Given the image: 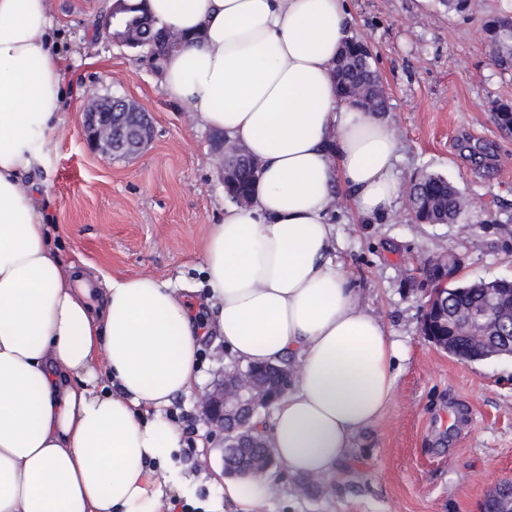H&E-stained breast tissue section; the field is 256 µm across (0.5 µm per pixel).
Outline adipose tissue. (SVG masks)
Segmentation results:
<instances>
[{
    "label": "adipose tissue",
    "instance_id": "1",
    "mask_svg": "<svg viewBox=\"0 0 512 512\" xmlns=\"http://www.w3.org/2000/svg\"><path fill=\"white\" fill-rule=\"evenodd\" d=\"M182 35L162 90L256 159L248 205L228 204L204 250L213 316L150 276L106 281L64 265L30 176L63 91L47 0H0V512H171L187 477L161 471L181 446L165 415L198 379L202 341L222 336L247 365L293 357L270 442L280 465L328 477L390 405L401 353L365 310L332 248L333 185L356 217L402 195L388 123L339 98L347 0H148ZM265 482L229 480L250 512Z\"/></svg>",
    "mask_w": 512,
    "mask_h": 512
}]
</instances>
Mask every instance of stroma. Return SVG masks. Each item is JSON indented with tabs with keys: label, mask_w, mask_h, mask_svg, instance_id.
Instances as JSON below:
<instances>
[{
	"label": "stroma",
	"mask_w": 512,
	"mask_h": 512,
	"mask_svg": "<svg viewBox=\"0 0 512 512\" xmlns=\"http://www.w3.org/2000/svg\"><path fill=\"white\" fill-rule=\"evenodd\" d=\"M108 0H49L62 50L77 62L61 71L64 103L34 178L62 261H83L110 278L150 275L177 287L202 283L204 248L224 213V184L204 128L169 101L161 75L95 29ZM351 37L366 43L388 91L385 119L398 144V176L422 173L455 183L470 206L453 224L419 223L406 205L355 221L334 217L333 259L358 298L383 318L403 353L393 399L354 441L348 466L321 493L299 490L281 471L252 512H481L498 481L512 479V357L462 360L421 333L425 291L418 265L454 253V282L512 280V136L491 118L512 105V72L496 68L480 26L512 0H348ZM136 100L154 137L136 159L106 158L83 132L88 90ZM196 396L173 400L184 443L204 440L175 460L197 486L176 512L223 495L221 440L198 417Z\"/></svg>",
	"instance_id": "stroma-1"
}]
</instances>
